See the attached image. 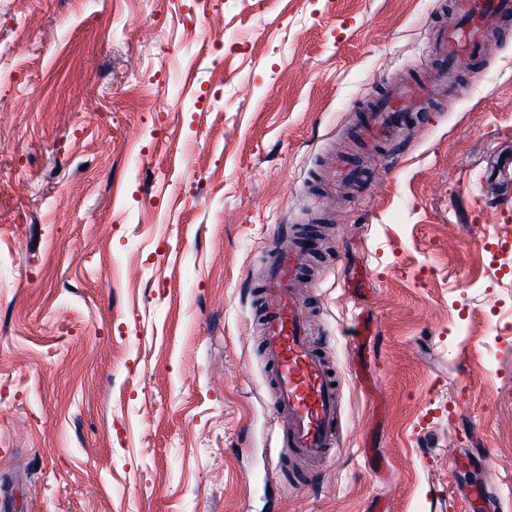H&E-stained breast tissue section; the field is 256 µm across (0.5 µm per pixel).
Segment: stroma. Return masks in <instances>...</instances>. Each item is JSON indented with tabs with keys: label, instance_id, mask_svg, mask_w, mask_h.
Returning a JSON list of instances; mask_svg holds the SVG:
<instances>
[{
	"label": "stroma",
	"instance_id": "35a3bbf8",
	"mask_svg": "<svg viewBox=\"0 0 512 512\" xmlns=\"http://www.w3.org/2000/svg\"><path fill=\"white\" fill-rule=\"evenodd\" d=\"M447 11L0 0V512H466L477 479L512 512V204L487 181L512 154V34L381 148L377 189L312 190ZM297 224L326 228L307 292L340 383L311 478L277 449L254 327Z\"/></svg>",
	"mask_w": 512,
	"mask_h": 512
}]
</instances>
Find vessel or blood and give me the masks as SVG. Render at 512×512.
<instances>
[{
    "label": "vessel or blood",
    "instance_id": "b4317fda",
    "mask_svg": "<svg viewBox=\"0 0 512 512\" xmlns=\"http://www.w3.org/2000/svg\"><path fill=\"white\" fill-rule=\"evenodd\" d=\"M450 3L451 20L432 32L421 72L375 90L371 107L353 129L356 151L327 162L322 177L326 195L363 183L366 154L425 111L439 87H452L456 72L466 68L472 79H479L478 63L491 36L512 27V0ZM316 247L312 235L285 244L273 242L266 253L260 293L263 356L274 384L273 406L281 417V445L290 459L306 464L329 457L340 440L336 374L310 335L307 308L296 288L303 258Z\"/></svg>",
    "mask_w": 512,
    "mask_h": 512
}]
</instances>
